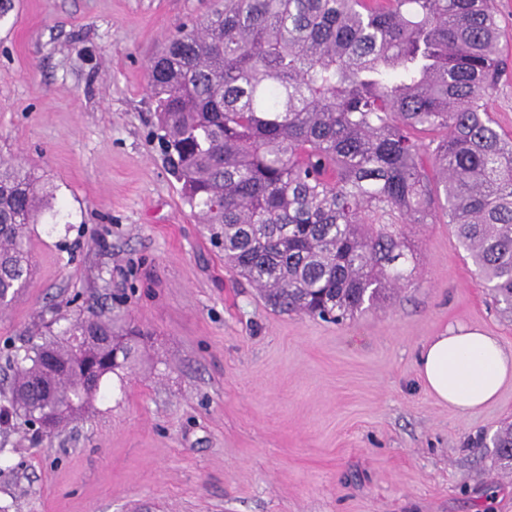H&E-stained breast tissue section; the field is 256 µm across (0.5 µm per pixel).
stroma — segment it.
Here are the masks:
<instances>
[{"instance_id":"35a3bbf8","label":"stroma","mask_w":512,"mask_h":512,"mask_svg":"<svg viewBox=\"0 0 512 512\" xmlns=\"http://www.w3.org/2000/svg\"><path fill=\"white\" fill-rule=\"evenodd\" d=\"M220 0H12L0 14V159L34 168L53 208L34 273L0 306L13 358L69 321L124 316L132 368L35 440L0 427V512H512L491 439L512 383L460 414L416 356L451 327L512 349L451 226L408 224V280L341 324L275 310L224 265L170 174L148 92L169 38ZM501 71L488 108L512 135V0H495Z\"/></svg>"}]
</instances>
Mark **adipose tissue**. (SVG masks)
<instances>
[{
    "label": "adipose tissue",
    "instance_id": "ef3b65f1",
    "mask_svg": "<svg viewBox=\"0 0 512 512\" xmlns=\"http://www.w3.org/2000/svg\"><path fill=\"white\" fill-rule=\"evenodd\" d=\"M417 369L434 398L466 413L494 401L512 381V350L481 329L457 327L423 346Z\"/></svg>",
    "mask_w": 512,
    "mask_h": 512
}]
</instances>
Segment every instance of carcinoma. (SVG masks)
<instances>
[{
	"mask_svg": "<svg viewBox=\"0 0 512 512\" xmlns=\"http://www.w3.org/2000/svg\"><path fill=\"white\" fill-rule=\"evenodd\" d=\"M491 0H224L152 64L160 140L224 261L283 312L344 321L407 280L399 224H448L479 285L512 314V138L496 90ZM430 137L425 143L423 137ZM52 209L34 172L0 161V301L33 267ZM131 333L79 320L16 360L0 413L53 433L137 360ZM512 465V424L492 439Z\"/></svg>",
	"mask_w": 512,
	"mask_h": 512,
	"instance_id": "carcinoma-1",
	"label": "carcinoma"
}]
</instances>
